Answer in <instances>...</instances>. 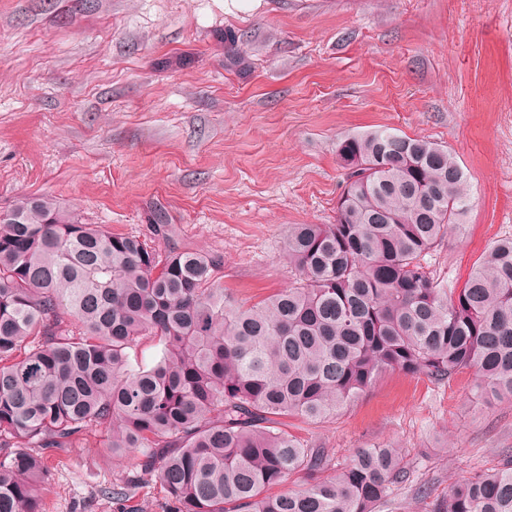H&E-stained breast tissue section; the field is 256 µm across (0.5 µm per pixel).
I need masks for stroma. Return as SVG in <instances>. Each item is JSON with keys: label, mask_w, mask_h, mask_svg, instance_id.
<instances>
[{"label": "stroma", "mask_w": 512, "mask_h": 512, "mask_svg": "<svg viewBox=\"0 0 512 512\" xmlns=\"http://www.w3.org/2000/svg\"><path fill=\"white\" fill-rule=\"evenodd\" d=\"M249 65L224 67V36ZM378 127L452 151L469 206L426 257L459 288L512 237V0H0V210L45 195L160 250L222 257L232 299L288 287L293 224H331L345 138ZM474 375L381 374L351 405L287 429L328 449L401 448L395 512L512 456V400ZM126 471L95 429L53 457L42 512H167L159 484L103 496Z\"/></svg>", "instance_id": "35a3bbf8"}]
</instances>
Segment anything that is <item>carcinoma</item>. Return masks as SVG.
Wrapping results in <instances>:
<instances>
[{
	"instance_id": "carcinoma-1",
	"label": "carcinoma",
	"mask_w": 512,
	"mask_h": 512,
	"mask_svg": "<svg viewBox=\"0 0 512 512\" xmlns=\"http://www.w3.org/2000/svg\"><path fill=\"white\" fill-rule=\"evenodd\" d=\"M246 54L227 35L229 64ZM338 157L336 223L293 225L296 282L250 306L216 284L219 255L160 253L43 196L0 211V512H39L48 461L97 427L113 460L133 459L108 498L150 479L174 512H376L409 479L400 450L357 448L330 476L286 419L324 420L387 370H471L476 396L512 399V238L458 291L424 260L468 207L454 155L383 128ZM147 337L162 355L136 369ZM293 474L302 488L271 493ZM433 512H512V461L454 482Z\"/></svg>"
}]
</instances>
